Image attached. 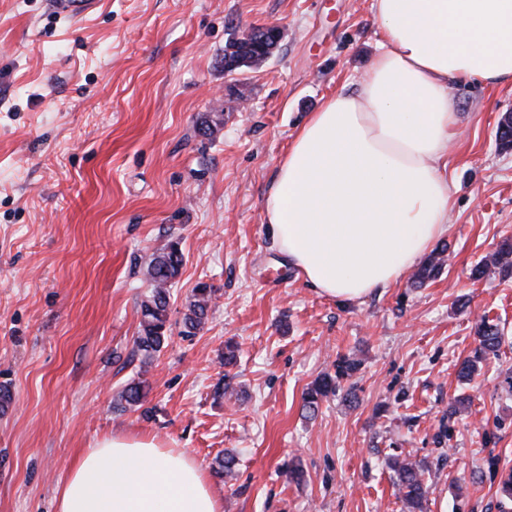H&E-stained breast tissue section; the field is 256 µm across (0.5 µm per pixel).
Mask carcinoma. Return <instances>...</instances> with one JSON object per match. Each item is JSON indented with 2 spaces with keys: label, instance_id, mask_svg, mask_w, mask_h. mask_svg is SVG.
Listing matches in <instances>:
<instances>
[{
  "label": "carcinoma",
  "instance_id": "1",
  "mask_svg": "<svg viewBox=\"0 0 512 512\" xmlns=\"http://www.w3.org/2000/svg\"><path fill=\"white\" fill-rule=\"evenodd\" d=\"M262 36L256 41H229L224 45V67L230 71L240 68H251L263 62L257 52L262 46ZM223 125V113L212 112L206 115L200 131L203 135L211 136ZM440 250L429 257L416 273V283L423 285L434 278L442 269L439 255ZM183 266V253L179 243L171 242L160 252L152 255L147 269L146 279L150 286V295L140 305V328L136 337L135 351L149 356L161 350L168 331L169 323V292L168 286L179 275ZM496 267L501 272L512 273V239H505L488 261L478 264L473 270V278L483 277L490 267ZM215 295L212 286L200 283L193 289L187 303V312L183 317L184 334L190 336L202 328L208 318L211 302ZM479 346L474 355L464 360L459 375L468 378L478 371L479 364L488 354H495L500 349L501 336L497 325L483 319L476 327ZM360 363L356 360L342 358L336 362L335 376L325 375L305 391L303 396L304 408L309 412L318 409L320 402L329 395L341 389V380L353 376ZM144 382L138 381L127 385L120 394V400L128 406H135L144 398ZM388 465L396 475V486L403 504L404 512H423L427 500V483L425 473L429 467L422 461H413L407 457L391 456Z\"/></svg>",
  "mask_w": 512,
  "mask_h": 512
}]
</instances>
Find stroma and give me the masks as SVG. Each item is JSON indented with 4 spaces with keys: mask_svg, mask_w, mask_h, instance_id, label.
Returning a JSON list of instances; mask_svg holds the SVG:
<instances>
[{
    "mask_svg": "<svg viewBox=\"0 0 512 512\" xmlns=\"http://www.w3.org/2000/svg\"><path fill=\"white\" fill-rule=\"evenodd\" d=\"M374 0H100L81 24L47 0H0V512H56L70 462L115 431L157 436L208 475L224 512H402L387 459L430 469L426 512H512V275L472 269L512 238V85L448 86L459 121L445 264L346 305L272 247L266 196L325 98L365 79ZM279 26L260 68L225 44ZM224 115L214 136L198 131ZM178 242L169 331L134 351L151 255ZM216 296L183 335L199 283ZM502 343L472 380L481 319ZM238 347L225 365L226 343ZM360 360L354 401L303 393ZM144 381L140 406L118 396ZM466 405L457 415L455 399ZM235 455L234 474L216 471Z\"/></svg>",
    "mask_w": 512,
    "mask_h": 512,
    "instance_id": "35a3bbf8",
    "label": "stroma"
}]
</instances>
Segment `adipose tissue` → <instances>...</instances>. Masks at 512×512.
I'll return each instance as SVG.
<instances>
[{"instance_id":"ef3b65f1","label":"adipose tissue","mask_w":512,"mask_h":512,"mask_svg":"<svg viewBox=\"0 0 512 512\" xmlns=\"http://www.w3.org/2000/svg\"><path fill=\"white\" fill-rule=\"evenodd\" d=\"M383 40L353 91L309 115L282 157L265 220L318 295L360 304L448 232L449 81L512 84V0H375ZM58 512H224L199 465L117 432L70 464Z\"/></svg>"}]
</instances>
